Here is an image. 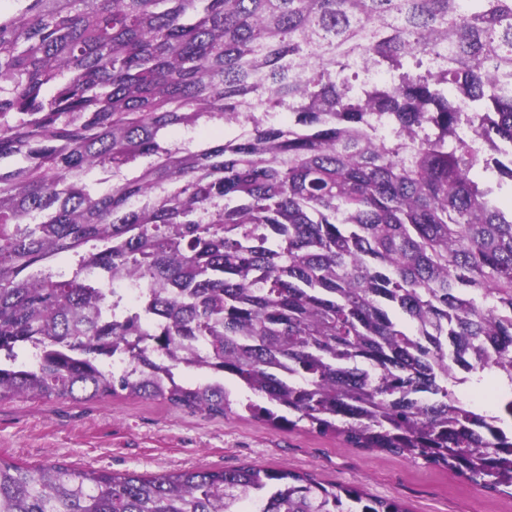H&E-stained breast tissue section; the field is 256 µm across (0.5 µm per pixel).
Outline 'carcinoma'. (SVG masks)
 Wrapping results in <instances>:
<instances>
[{"label": "carcinoma", "instance_id": "carcinoma-1", "mask_svg": "<svg viewBox=\"0 0 512 512\" xmlns=\"http://www.w3.org/2000/svg\"><path fill=\"white\" fill-rule=\"evenodd\" d=\"M445 50L438 72L417 61ZM358 59L391 85L354 94ZM506 143L512 0H0V401L124 392L223 416L229 379L274 426L512 488ZM125 273L151 334L112 318ZM198 340L220 381L149 372ZM30 343L38 367L17 363ZM122 343L135 369L114 374L100 359ZM489 378L497 410L459 403ZM244 492L261 512H406L287 468L0 460V512H237Z\"/></svg>", "mask_w": 512, "mask_h": 512}]
</instances>
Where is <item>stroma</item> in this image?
I'll return each mask as SVG.
<instances>
[{
    "instance_id": "stroma-1",
    "label": "stroma",
    "mask_w": 512,
    "mask_h": 512,
    "mask_svg": "<svg viewBox=\"0 0 512 512\" xmlns=\"http://www.w3.org/2000/svg\"><path fill=\"white\" fill-rule=\"evenodd\" d=\"M0 458L146 474L285 467L360 486L374 498L398 499L406 512H512V495L420 460L351 447L303 423L278 428L239 408L211 416L123 394L0 402Z\"/></svg>"
}]
</instances>
